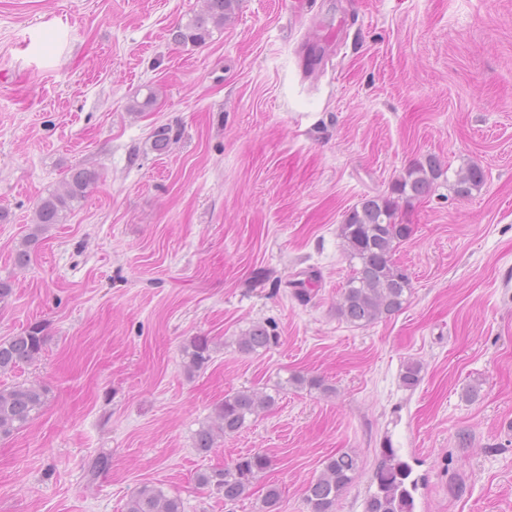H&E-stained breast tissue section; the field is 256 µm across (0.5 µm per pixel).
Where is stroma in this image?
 Returning a JSON list of instances; mask_svg holds the SVG:
<instances>
[{
  "mask_svg": "<svg viewBox=\"0 0 512 512\" xmlns=\"http://www.w3.org/2000/svg\"><path fill=\"white\" fill-rule=\"evenodd\" d=\"M198 8L0 0V339L46 336L0 382L47 390L0 439V512H124L146 482L184 512H262L270 484L278 512H308L307 484L344 451L361 468L336 512H365L389 446L418 481L414 512H512V0H239L205 45L175 43ZM430 156L433 192L399 209L406 303L346 323L341 224ZM471 164L485 182L458 197ZM75 167L96 181L17 266L37 204ZM256 323L277 343L240 353ZM195 336L217 351L190 374ZM295 374L329 393L286 387ZM252 388L276 405L197 452L225 395ZM254 452L274 465L250 497L198 485Z\"/></svg>",
  "mask_w": 512,
  "mask_h": 512,
  "instance_id": "stroma-1",
  "label": "stroma"
}]
</instances>
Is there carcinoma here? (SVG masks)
I'll list each match as a JSON object with an SVG mask.
<instances>
[{
	"label": "carcinoma",
	"mask_w": 512,
	"mask_h": 512,
	"mask_svg": "<svg viewBox=\"0 0 512 512\" xmlns=\"http://www.w3.org/2000/svg\"><path fill=\"white\" fill-rule=\"evenodd\" d=\"M238 0H202V6L188 23L172 32V39L181 44L202 45L213 30L222 29L232 21ZM435 158L410 166L397 179L387 197L365 198L347 215L340 228L344 251L352 264V273L342 288L337 305L338 314L347 322L366 326L388 318L402 310L411 293L408 274L393 261L398 246L412 233V226L398 221L399 200L407 202L427 198L435 181L441 176ZM96 180V174L75 169L70 173L66 190L51 194L36 206L34 232L16 252L15 261L25 265L30 260L29 247L38 241V233L50 224H62L73 203L80 201ZM485 181V173L471 165L456 175L454 192L468 197ZM276 340L268 328L256 324L237 340L245 354H259ZM45 343L43 327L37 323L7 339L0 340V376L16 371L32 361ZM214 353L208 336H196L184 347L185 368L194 373L208 366ZM288 384L309 387L322 393L328 386L317 377L296 375ZM276 403V396L255 390H238L224 396L216 408L217 423L201 427L195 434V448L206 454L220 437L233 435ZM45 390L39 386L13 383L0 384V439L8 438L25 428L41 413ZM273 466L266 454L255 452L238 457L220 468L204 470L197 475L198 483L224 495V502H236L250 495L254 483ZM359 471L358 458L340 452L326 459L318 477L311 480L305 491L309 512H335L341 493L352 483ZM412 467L394 448H385L378 463L376 491L366 501L365 512H413L418 480L411 478ZM125 512H184L182 500L154 483H146L134 491L125 504Z\"/></svg>",
	"instance_id": "1"
}]
</instances>
